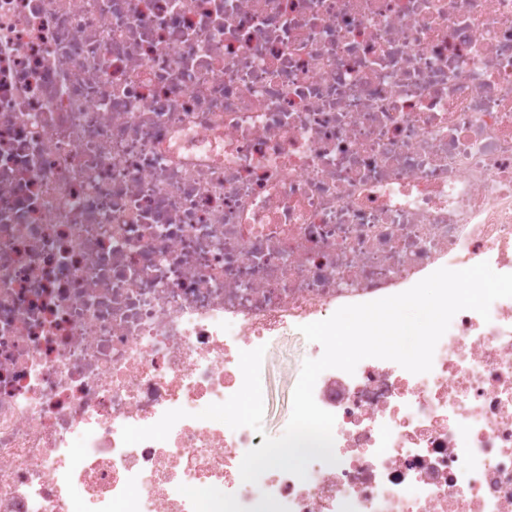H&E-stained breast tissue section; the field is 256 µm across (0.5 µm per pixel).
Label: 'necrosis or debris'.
<instances>
[{
  "label": "necrosis or debris",
  "instance_id": "necrosis-or-debris-1",
  "mask_svg": "<svg viewBox=\"0 0 512 512\" xmlns=\"http://www.w3.org/2000/svg\"><path fill=\"white\" fill-rule=\"evenodd\" d=\"M484 261L512 0H0V512H512V298L430 372H322L306 479L198 417L241 351Z\"/></svg>",
  "mask_w": 512,
  "mask_h": 512
}]
</instances>
